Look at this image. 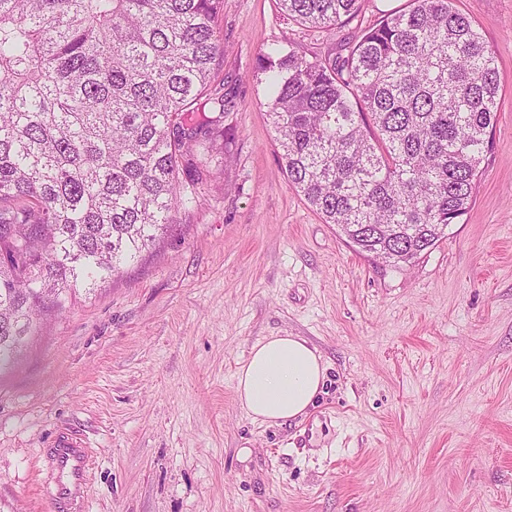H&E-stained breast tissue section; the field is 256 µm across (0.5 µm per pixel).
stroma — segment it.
<instances>
[{
  "label": "stroma",
  "instance_id": "obj_1",
  "mask_svg": "<svg viewBox=\"0 0 512 512\" xmlns=\"http://www.w3.org/2000/svg\"><path fill=\"white\" fill-rule=\"evenodd\" d=\"M407 5L360 0L321 32L277 0H224L228 131L202 205L0 374V512H53L41 452L63 427L92 449L84 512H512V0H454L497 58L494 145L470 210L407 266L297 193L256 79L271 42L344 57ZM287 333L317 347L325 387L269 426L234 376Z\"/></svg>",
  "mask_w": 512,
  "mask_h": 512
}]
</instances>
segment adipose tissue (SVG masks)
Wrapping results in <instances>:
<instances>
[{
  "label": "adipose tissue",
  "instance_id": "adipose-tissue-1",
  "mask_svg": "<svg viewBox=\"0 0 512 512\" xmlns=\"http://www.w3.org/2000/svg\"><path fill=\"white\" fill-rule=\"evenodd\" d=\"M321 354L299 336L257 341L235 374L236 399L253 420L283 425L306 415L322 391Z\"/></svg>",
  "mask_w": 512,
  "mask_h": 512
}]
</instances>
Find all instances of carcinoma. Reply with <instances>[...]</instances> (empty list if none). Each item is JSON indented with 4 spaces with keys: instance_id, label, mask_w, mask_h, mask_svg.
<instances>
[{
    "instance_id": "obj_1",
    "label": "carcinoma",
    "mask_w": 512,
    "mask_h": 512,
    "mask_svg": "<svg viewBox=\"0 0 512 512\" xmlns=\"http://www.w3.org/2000/svg\"><path fill=\"white\" fill-rule=\"evenodd\" d=\"M331 31L359 0H278ZM224 0H0V372L199 206L224 112ZM258 74L288 182L358 251L415 263L465 215L500 77L452 0H410L342 63L274 43ZM214 113L209 117L206 112Z\"/></svg>"
}]
</instances>
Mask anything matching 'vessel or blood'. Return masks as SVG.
Returning <instances> with one entry per match:
<instances>
[{"instance_id": "vessel-or-blood-1", "label": "vessel or blood", "mask_w": 512, "mask_h": 512, "mask_svg": "<svg viewBox=\"0 0 512 512\" xmlns=\"http://www.w3.org/2000/svg\"><path fill=\"white\" fill-rule=\"evenodd\" d=\"M47 456L59 476L54 500L67 512H80L90 465L85 442L71 433L57 432L49 444Z\"/></svg>"}]
</instances>
